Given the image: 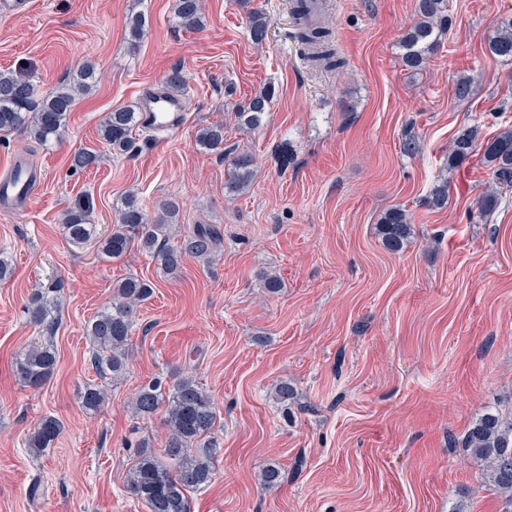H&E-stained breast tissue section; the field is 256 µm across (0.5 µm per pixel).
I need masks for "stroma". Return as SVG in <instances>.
<instances>
[{
    "label": "stroma",
    "mask_w": 512,
    "mask_h": 512,
    "mask_svg": "<svg viewBox=\"0 0 512 512\" xmlns=\"http://www.w3.org/2000/svg\"><path fill=\"white\" fill-rule=\"evenodd\" d=\"M173 2L31 0L0 18V70L40 94L86 62L101 76L76 98L61 142L0 134V173L20 158L41 179L28 204L0 201V252L14 268L0 281V512H147L127 477L140 441L161 447L165 416L135 417L130 400L152 378L187 372L214 401L220 442L191 512H506L465 439L482 415L512 409V191L480 218L490 170L477 157L458 168L447 160L462 127L490 137L512 128V61L486 47L512 0H449L448 38L414 73L400 43L415 0H333L323 24L345 62L338 71L307 60L291 0H251L268 18L259 45L238 0H201L199 31L176 26ZM135 14L147 21L136 42ZM176 66L188 100L179 132L140 135L130 154L106 156L107 114L136 107ZM462 77L465 100L454 95ZM268 85L266 124L243 132L238 104ZM212 124L223 125L225 147L256 159L242 195L224 190L223 156L195 144ZM408 132L421 140L414 156L401 151ZM82 148L102 163L73 171ZM283 148L284 168L274 156ZM442 179L448 203L429 208ZM131 191L150 216L174 202L181 226L220 227V251L165 276L140 249L109 261L68 239L63 214L76 197L93 196L92 220L107 235ZM395 206L414 229L398 252L377 226ZM268 274L282 281L278 293L263 288ZM130 275L155 288L138 309L125 377L89 415L80 396L97 375L85 326ZM57 278V365L32 388L13 363L37 336L26 314L33 289ZM283 380L296 393L285 405L275 398ZM48 415L62 432L32 454L26 440ZM271 464L282 481L268 489L260 474Z\"/></svg>",
    "instance_id": "35a3bbf8"
}]
</instances>
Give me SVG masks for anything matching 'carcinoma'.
<instances>
[{
  "mask_svg": "<svg viewBox=\"0 0 512 512\" xmlns=\"http://www.w3.org/2000/svg\"><path fill=\"white\" fill-rule=\"evenodd\" d=\"M305 0H295L293 13L297 20L296 38L308 50L314 65L328 70L340 69L344 61L330 44V33L321 26L311 27L303 21ZM174 14L178 24L194 31L203 27L201 0H175ZM418 21L402 40V63L417 71L429 57L436 54L448 34V0H416ZM251 39L259 44L267 36L268 20L264 13L254 11L248 17ZM494 57L512 61V16L500 22L488 41ZM97 69L84 64L73 81L57 87L38 98L36 87L0 71V131L21 130L41 145L61 140L69 112L76 97L87 94L98 82ZM274 91L265 88L239 105L236 119L239 127L250 132L262 128L270 111ZM140 127L137 112L122 108L109 113L100 127L101 139L113 153L124 155L135 147L133 132ZM196 144L217 152L229 162L226 188L232 194L246 191L253 180V160L246 153L236 154L224 149V127L204 126L196 133ZM492 173L494 187L478 200V212L491 214L498 206L502 191L512 189V128L493 137H485L476 125L460 129L450 143L448 167L458 168L476 153ZM101 154L92 150L77 151L71 156L75 171L97 167ZM448 203V180L439 182L429 195V206L440 209ZM94 210L90 196L79 197L67 207L63 224L68 238L77 243L93 237L94 225L89 216ZM179 224V207L170 203L162 215L150 216L138 194L130 191L118 212V224L112 234L101 241V251L107 259H118L133 247L147 253L163 274L179 272L187 258H209L221 243V231L211 224H197L192 230L177 235L169 243V233ZM379 233L390 251L404 248L412 237L411 218L406 210L395 207L380 217ZM65 288L57 279L48 288L35 290L26 307L28 319L41 336L20 354L14 363L19 381L32 388L40 387L56 367L54 335ZM153 293L152 284L137 276H128L116 283L112 303L100 309L86 324L90 340L91 363L98 378L118 380L127 371L131 336L137 306ZM81 402L83 408L95 413L106 402V389L96 383L86 385ZM165 409L164 426L167 441L162 455L150 450V443H141L138 458L129 471L127 489L145 503L148 512H191L187 493L208 486L214 474V449L218 440L212 436L216 411L211 400L196 379L186 374L165 385L154 378L140 387L132 402L135 416L147 418ZM62 429L53 416L41 419L29 435L27 447L41 454L52 446ZM466 447L482 462L489 482L512 505V415L488 413L468 430Z\"/></svg>",
  "mask_w": 512,
  "mask_h": 512,
  "instance_id": "carcinoma-1",
  "label": "carcinoma"
}]
</instances>
